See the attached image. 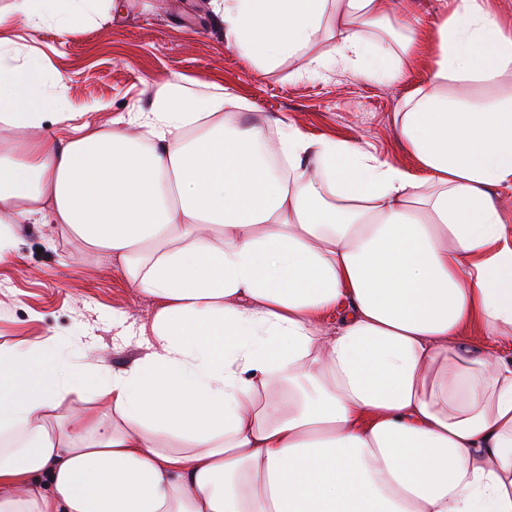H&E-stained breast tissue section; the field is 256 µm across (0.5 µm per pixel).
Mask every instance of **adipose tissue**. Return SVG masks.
I'll use <instances>...</instances> for the list:
<instances>
[{"label":"adipose tissue","mask_w":512,"mask_h":512,"mask_svg":"<svg viewBox=\"0 0 512 512\" xmlns=\"http://www.w3.org/2000/svg\"><path fill=\"white\" fill-rule=\"evenodd\" d=\"M436 4L429 78L393 116L413 173L285 120L270 138L229 91L80 121L8 34L102 0L0 8V263L42 224L157 302L121 371L0 346V512H512V31L485 0ZM416 10L224 0V33L265 65L394 79Z\"/></svg>","instance_id":"obj_1"}]
</instances>
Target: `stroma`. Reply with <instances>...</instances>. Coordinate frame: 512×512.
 <instances>
[{
	"instance_id": "35a3bbf8",
	"label": "stroma",
	"mask_w": 512,
	"mask_h": 512,
	"mask_svg": "<svg viewBox=\"0 0 512 512\" xmlns=\"http://www.w3.org/2000/svg\"><path fill=\"white\" fill-rule=\"evenodd\" d=\"M33 46L45 58L48 90L98 123L149 111L170 84L198 93L221 87L267 124L285 118L308 136L353 141L416 168L395 135L393 114L425 79L419 63L382 81L358 68L304 75L298 59L261 68L228 47L210 0H116L95 25L65 35L43 27ZM46 234L28 225L19 259L0 264V345L52 334L59 349L90 344L111 369L128 368L148 344L142 336L122 341L112 315L122 313L135 328L150 326L154 300L127 286L118 263L81 254L69 237L48 246Z\"/></svg>"
}]
</instances>
